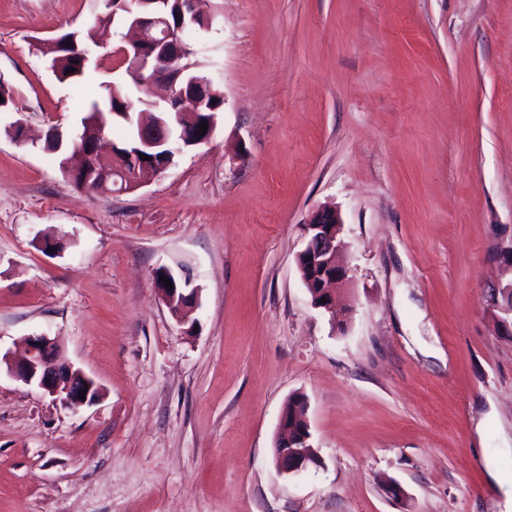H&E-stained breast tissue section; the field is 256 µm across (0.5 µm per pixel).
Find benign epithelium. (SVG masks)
<instances>
[{
  "label": "benign epithelium",
  "mask_w": 512,
  "mask_h": 512,
  "mask_svg": "<svg viewBox=\"0 0 512 512\" xmlns=\"http://www.w3.org/2000/svg\"><path fill=\"white\" fill-rule=\"evenodd\" d=\"M103 5L127 9L121 18L137 32L130 47L121 50L124 60L130 63L129 73L143 76L148 104L150 88L155 82L170 86L184 80L192 89L191 96H182L177 104L170 106L168 120L156 122L130 119L131 146L125 151L115 147L101 151L99 138L85 139L77 147L82 163L72 168L68 159L61 161V169L69 179L81 186L90 180L95 186L111 185L113 191L123 193L136 189L141 174L151 171L164 172L174 163L184 149L207 142L213 132V119H208L206 133H199L197 116L215 112L209 102L214 92L207 80L190 73L191 64L185 62L189 54L170 42V20L167 5L177 6V15L183 25H194L204 19L201 30L211 28L210 16L196 9L197 0H102ZM342 221L333 209L317 211L305 225V246L297 255V265L302 281L315 307L328 309L335 304L336 292L347 280V268L341 255L339 234ZM161 275L173 283L155 280L161 300L178 321L196 305V290H188L189 279L181 280L170 270H161ZM7 372L28 386L43 390L64 407L76 412L94 404L100 396V387L81 369L74 367L63 355L54 339L46 334L30 336L26 350L18 359L0 355V365ZM86 392L81 397L79 393ZM308 403L302 402L294 420L288 419L287 410H282L279 420L280 435L274 447V461L283 473H300L322 465L318 449L309 443L310 425L307 419Z\"/></svg>",
  "instance_id": "obj_1"
}]
</instances>
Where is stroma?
<instances>
[{
	"label": "stroma",
	"instance_id": "obj_1",
	"mask_svg": "<svg viewBox=\"0 0 512 512\" xmlns=\"http://www.w3.org/2000/svg\"><path fill=\"white\" fill-rule=\"evenodd\" d=\"M94 4L0 0V351L48 334L102 390L75 413L0 375V512H501L512 0H199L212 137L127 193L77 187L36 143L80 134L124 78L122 21L79 84L34 48ZM324 206L343 222L339 327L297 266ZM161 268L197 288V330ZM296 393L323 465L284 475ZM160 275H163V279L167 278L172 281L173 289L168 288L163 281H160ZM155 284L161 300L179 322H182L186 314L196 307V289L193 288L187 292L190 280L186 277L182 281L169 269H162L156 275Z\"/></svg>",
	"mask_w": 512,
	"mask_h": 512
}]
</instances>
